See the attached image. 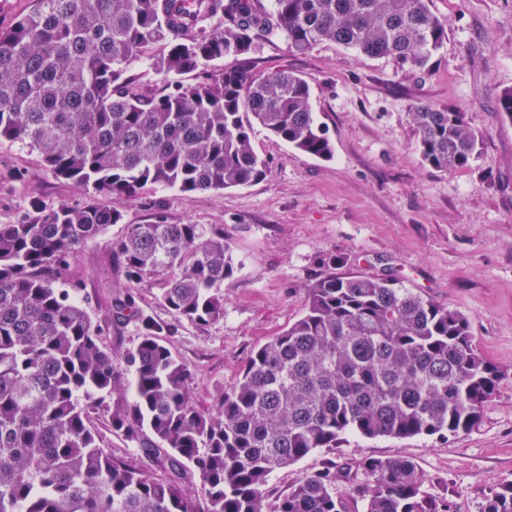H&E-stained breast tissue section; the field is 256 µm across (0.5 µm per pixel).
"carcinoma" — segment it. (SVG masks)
Listing matches in <instances>:
<instances>
[{"mask_svg": "<svg viewBox=\"0 0 512 512\" xmlns=\"http://www.w3.org/2000/svg\"><path fill=\"white\" fill-rule=\"evenodd\" d=\"M193 2L187 11L175 0H35L0 30V141L27 143L56 177L93 193L0 224V512H448L404 458L365 459L352 497L338 492L333 465L274 502L267 491L276 469L350 434L467 432L506 378L474 344L465 315L386 278L309 284L303 315L252 353L218 417L197 408L189 370L127 293L113 312L141 325L123 357L135 389L132 402L113 404L112 429L130 439L149 431L143 451L169 477L113 457L90 426L123 372L69 275L79 250L121 221L113 202L156 186L221 192L264 178L256 126L332 157L308 82L256 73L257 42L278 36L306 53L332 41L424 69L447 36L428 0H272L270 10L262 0ZM159 42L168 51L152 68L164 82L139 87L125 65ZM226 57L238 65L205 69ZM196 70L197 82L178 80ZM409 117L429 167L462 168L480 155L483 134L465 113L418 106ZM113 248L129 286L163 281L160 300L174 318L224 317L220 288L234 271L224 229L129 224ZM188 469L196 497L179 483ZM481 512H512V484Z\"/></svg>", "mask_w": 512, "mask_h": 512, "instance_id": "obj_1", "label": "carcinoma"}]
</instances>
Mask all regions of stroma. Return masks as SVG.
Instances as JSON below:
<instances>
[{"label":"stroma","mask_w":512,"mask_h":512,"mask_svg":"<svg viewBox=\"0 0 512 512\" xmlns=\"http://www.w3.org/2000/svg\"><path fill=\"white\" fill-rule=\"evenodd\" d=\"M429 7L446 21L448 37L424 71L333 42L305 54L288 52L280 38L259 42L258 72L287 69L308 81L332 158L297 151L255 127L254 149L269 163L263 180L222 192L158 187L122 200L121 223L86 243L71 265L83 284L78 298L114 355L138 342L137 324L112 311L114 298L129 292L162 326L163 341L191 371L194 403L211 414L253 350L301 317L305 287L329 274L386 277L463 313L480 351L507 370L469 432L348 436L275 470L268 482L274 498L329 462L343 475L338 491L353 494L355 483L344 475L370 457L412 460L425 490L447 501L449 512H481L494 491L512 484V122L497 112L499 95L512 88V0H430ZM417 104L465 113L484 136L479 158L448 172L424 165L409 117ZM87 198L53 175L35 149L0 143V224L20 222L35 203L52 209ZM159 216L223 229L237 262L222 287L223 319L176 321L159 299V280L128 287L112 244L127 225ZM110 414L103 408L90 419L104 447L164 477L138 443L112 430Z\"/></svg>","instance_id":"35a3bbf8"}]
</instances>
